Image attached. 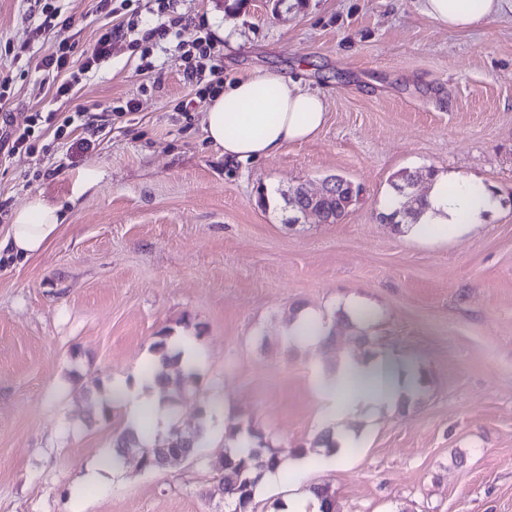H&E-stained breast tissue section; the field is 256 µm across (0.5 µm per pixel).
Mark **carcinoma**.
Here are the masks:
<instances>
[{"instance_id":"carcinoma-1","label":"carcinoma","mask_w":512,"mask_h":512,"mask_svg":"<svg viewBox=\"0 0 512 512\" xmlns=\"http://www.w3.org/2000/svg\"><path fill=\"white\" fill-rule=\"evenodd\" d=\"M435 171L424 172L404 171L393 183L396 200L402 199V190L416 179H430ZM359 195V189L351 182L345 181L332 191L330 200L325 202V218L327 223L335 224L348 212ZM155 359L146 369V377L150 378L160 393V401L171 404L174 394L195 382L196 373L182 363V352L171 345L168 337L161 336L154 342ZM207 425L199 426L194 432L186 433L171 424L168 431L154 437L147 426L138 430L124 428L116 437L112 454V467L120 468L117 461L127 463V467L141 471L163 469L158 463V449L188 447L200 453L203 447ZM224 437L233 441L225 447L228 455L224 457V470L219 475V486L224 491V502L234 505L232 512H254L258 483L261 474L254 469L261 467L270 471L279 469L290 458H301L305 455L302 446L293 448L272 446L255 414L241 413L229 418L225 427ZM314 497L320 501V512H336L335 496L327 484H312L308 487Z\"/></svg>"}]
</instances>
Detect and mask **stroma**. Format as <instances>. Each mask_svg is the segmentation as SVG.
Wrapping results in <instances>:
<instances>
[{"instance_id":"stroma-1","label":"stroma","mask_w":512,"mask_h":512,"mask_svg":"<svg viewBox=\"0 0 512 512\" xmlns=\"http://www.w3.org/2000/svg\"><path fill=\"white\" fill-rule=\"evenodd\" d=\"M0 0V111L88 107L64 137L36 128L35 154L0 152V233L40 197L65 226L37 258H0V512H224L213 481L224 419L253 412L276 446L312 448L320 378L360 334L417 387L408 402L337 424L338 465L260 488L257 512L329 484L338 512H512V12L467 32L441 28L420 0H172L178 37L155 42L147 0ZM135 23L59 98L38 62L72 47L81 66L107 27ZM210 33L231 82L266 69L327 94L311 139L271 158L225 162L205 137L180 58ZM133 102L134 111L116 106ZM88 139V150L78 141ZM478 179L499 210L429 239L380 221L405 170ZM88 169L105 178L85 193ZM340 175L361 194L335 224L289 225L286 194ZM312 312L326 343L288 340ZM196 338L197 381L176 403L181 429L213 413L201 462L106 468L158 336ZM100 482H91V474Z\"/></svg>"}]
</instances>
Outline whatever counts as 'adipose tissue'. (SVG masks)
<instances>
[{"instance_id": "1", "label": "adipose tissue", "mask_w": 512, "mask_h": 512, "mask_svg": "<svg viewBox=\"0 0 512 512\" xmlns=\"http://www.w3.org/2000/svg\"><path fill=\"white\" fill-rule=\"evenodd\" d=\"M509 4L512 0H421L420 9L442 27L466 31L498 16ZM326 120L323 93L304 88L292 77L258 70L225 85L223 93L209 101L202 122L207 139L222 150L225 161L244 162L274 156L287 144L312 138ZM428 201L413 227L421 237L459 232L481 223L499 206L491 189L468 178H436ZM63 221L58 206L34 199L15 212L0 236V254L25 259L41 255L59 236ZM407 387L408 378L392 355L345 358L335 373L318 383L322 419L330 425L392 407Z\"/></svg>"}]
</instances>
